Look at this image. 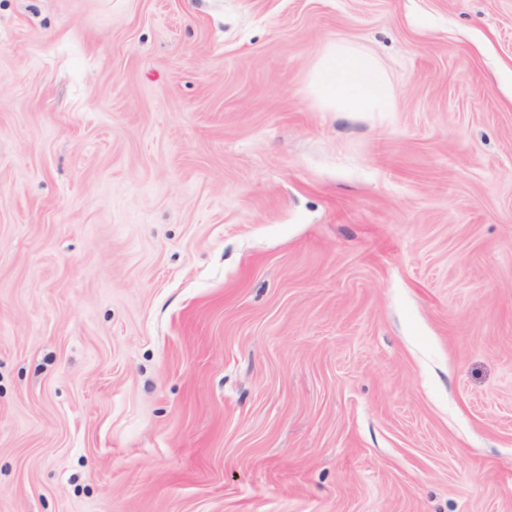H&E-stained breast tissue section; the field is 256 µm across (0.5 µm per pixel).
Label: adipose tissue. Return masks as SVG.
Segmentation results:
<instances>
[{
    "label": "adipose tissue",
    "mask_w": 512,
    "mask_h": 512,
    "mask_svg": "<svg viewBox=\"0 0 512 512\" xmlns=\"http://www.w3.org/2000/svg\"><path fill=\"white\" fill-rule=\"evenodd\" d=\"M313 100L332 112H388L393 94L374 57L337 41L319 57L309 84Z\"/></svg>",
    "instance_id": "obj_1"
}]
</instances>
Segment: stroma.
<instances>
[{
	"label": "stroma",
	"mask_w": 512,
	"mask_h": 512,
	"mask_svg": "<svg viewBox=\"0 0 512 512\" xmlns=\"http://www.w3.org/2000/svg\"><path fill=\"white\" fill-rule=\"evenodd\" d=\"M0 512H512V0H0ZM309 89L330 112H389L393 107L389 79L375 58L344 41L329 44L321 54Z\"/></svg>",
	"instance_id": "1"
}]
</instances>
